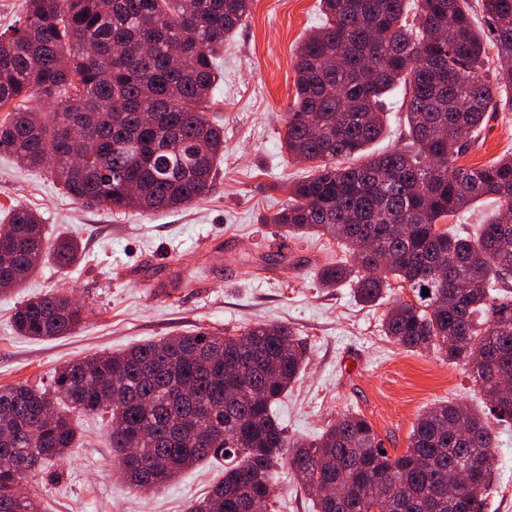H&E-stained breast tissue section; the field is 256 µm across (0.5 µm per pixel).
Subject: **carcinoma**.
Returning a JSON list of instances; mask_svg holds the SVG:
<instances>
[{"mask_svg":"<svg viewBox=\"0 0 512 512\" xmlns=\"http://www.w3.org/2000/svg\"><path fill=\"white\" fill-rule=\"evenodd\" d=\"M0 33V148L18 164L50 166L73 198L109 211L177 209L212 188L224 131L205 103L217 54L252 0H27ZM323 24L295 53L296 94L282 147L315 163L285 186L270 220L290 236L336 240L324 288L347 285L369 306L408 288L381 331L410 352L466 363L486 409L433 404L400 455L357 413L311 441L291 439L271 406L304 370L286 324L240 335L199 331L94 354L56 370L53 384L0 387V512H44L24 485L69 457L82 435L73 414L107 418L113 459L132 489L166 487L204 461L224 478L187 512H272L276 470H291L315 512H487L493 468L468 486L448 473L472 456L493 460L492 422H512V155L458 164L498 111L512 112V0H319ZM500 65L487 68V45ZM405 87L408 142L373 153L386 133L385 97ZM51 101L52 115L29 105ZM84 157L76 165L68 154ZM493 199L475 237L440 222ZM0 225V291L22 287L49 259L80 263V244L49 241L35 212L13 208ZM397 285H392V282ZM430 295H422V288ZM85 311L46 293L22 303L16 331L66 336ZM331 483L328 496L322 485Z\"/></svg>","mask_w":512,"mask_h":512,"instance_id":"1","label":"carcinoma"}]
</instances>
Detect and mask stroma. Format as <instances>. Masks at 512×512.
Returning a JSON list of instances; mask_svg holds the SVG:
<instances>
[{"label": "stroma", "instance_id": "obj_1", "mask_svg": "<svg viewBox=\"0 0 512 512\" xmlns=\"http://www.w3.org/2000/svg\"><path fill=\"white\" fill-rule=\"evenodd\" d=\"M319 0H253L224 43L208 117L224 128V159L211 191L177 211L113 213L64 193L49 169H28L0 149V219L23 206L49 235L72 234L83 260L45 264L25 288L0 294V386L52 384L56 369L94 353L197 330L240 334L257 322L288 324L304 344L306 366L273 411L290 437L311 440L345 413L370 423L384 448L406 450L417 416L440 401L480 407L464 364L412 353L380 331L382 307L356 301L350 287H320L315 276L336 241L291 238L269 218L288 200L286 184L310 163L281 146L283 114L295 96L300 42L319 27ZM512 153V112L489 119L461 159L483 166ZM48 291L71 295L86 316L69 335H18L12 315ZM82 443L51 483L34 473L27 486L47 512H186L222 478L206 463L158 491L128 488L114 467L102 417L77 420ZM488 512H512V424L496 429Z\"/></svg>", "mask_w": 512, "mask_h": 512}]
</instances>
